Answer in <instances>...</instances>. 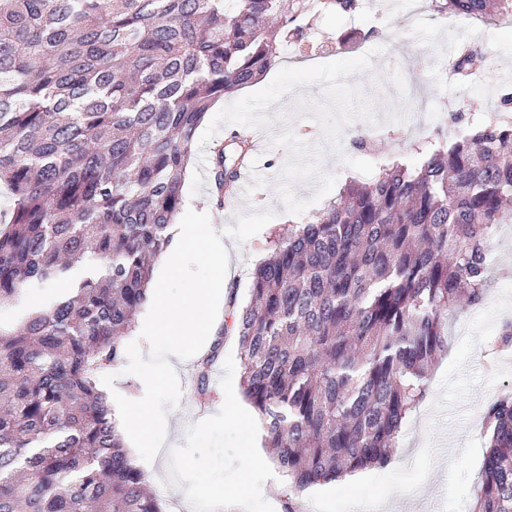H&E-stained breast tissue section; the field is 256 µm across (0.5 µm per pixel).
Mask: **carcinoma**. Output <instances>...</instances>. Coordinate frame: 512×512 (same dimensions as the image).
Masks as SVG:
<instances>
[{"label":"carcinoma","instance_id":"carcinoma-1","mask_svg":"<svg viewBox=\"0 0 512 512\" xmlns=\"http://www.w3.org/2000/svg\"><path fill=\"white\" fill-rule=\"evenodd\" d=\"M486 26L512 0H430ZM308 0H0V306L62 288L0 324V512H163L95 377L124 356L172 243L197 130L212 104L300 43ZM363 0H320L349 15ZM238 162L212 148L217 203ZM512 224V121L491 116L416 167L354 177L270 240L238 337L241 390L297 493L392 460L448 313L480 305L488 243ZM220 344L196 368L197 394ZM471 512H512V388L488 407Z\"/></svg>","mask_w":512,"mask_h":512}]
</instances>
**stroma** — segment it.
<instances>
[{
    "label": "stroma",
    "mask_w": 512,
    "mask_h": 512,
    "mask_svg": "<svg viewBox=\"0 0 512 512\" xmlns=\"http://www.w3.org/2000/svg\"><path fill=\"white\" fill-rule=\"evenodd\" d=\"M388 22L372 25L333 13L318 14L304 37L306 50L326 47L319 61L291 68L271 67L261 79L219 100L198 129L194 165L184 184L186 208L210 194L211 148L230 132L267 125L266 143L246 159L255 172L248 193L225 208L221 228L255 210L273 219L255 236L237 243L226 273L225 296L236 307L250 301L251 274L276 231L320 211L342 185L383 165H418L413 146L451 133L445 110L455 100L464 117L485 111L491 89L449 82L439 69L476 40H483L474 71L512 61V22L494 27L464 25L437 35L434 20L410 21L411 0H383ZM369 32L365 53L337 47L351 30ZM370 135L367 150L351 134ZM490 288L481 305H460L448 320V352L431 368L426 408L403 427L390 464L365 470L361 480L330 483L304 491L305 512H355L358 504L388 500L399 512H469L485 454L483 416L490 398L512 385V349L493 354L485 346L502 323L512 321V224L501 225L491 248ZM197 361L176 366L180 397L167 415L173 447L153 460L183 498L165 500L163 512H208L206 495L243 492L249 512H277L286 480L274 465L257 467L254 448L263 432L253 409L241 398L242 363L234 345H224L218 369L209 377L211 397L198 405Z\"/></svg>",
    "instance_id": "stroma-1"
}]
</instances>
